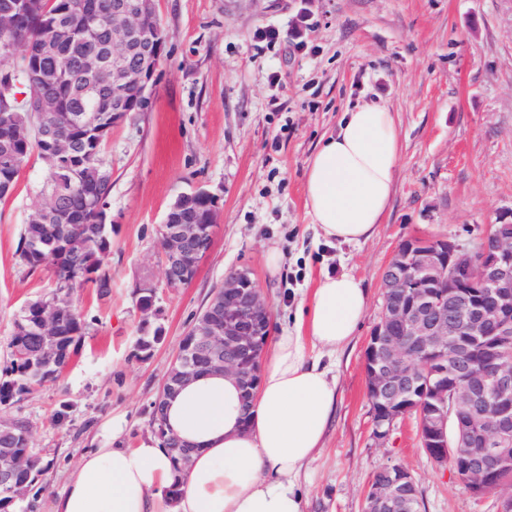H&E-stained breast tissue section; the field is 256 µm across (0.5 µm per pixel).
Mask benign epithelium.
<instances>
[{
	"label": "benign epithelium",
	"instance_id": "obj_1",
	"mask_svg": "<svg viewBox=\"0 0 512 512\" xmlns=\"http://www.w3.org/2000/svg\"><path fill=\"white\" fill-rule=\"evenodd\" d=\"M156 0H112L110 17H89V40L102 26L112 32L109 49L85 58V70L105 78L112 90L139 89L135 106L149 107L155 71L129 65L138 52L162 61L165 42L152 39L159 23ZM200 235L197 224H178L162 240L166 252L165 286L188 265H198L206 250L191 249ZM448 267V294L429 288L440 265ZM382 322L373 329L364 352L367 390L378 398L372 411L373 435L385 440L396 421L428 401L422 448L431 459L452 454L469 492L480 497L506 464L512 447V364L501 361L499 346L512 344V223L497 225L492 242L484 243L479 264L472 248L456 237H412L398 246L382 278ZM271 334L266 300L246 269H236L204 313L186 332L194 354L176 352L155 404L197 376L200 369L229 370L237 375L245 396L257 387L258 373L248 358L261 355ZM417 352L432 358L448 353V369L421 377L403 364ZM16 464L0 452V486L14 481ZM411 475L403 470L386 480H371L365 512H397L407 505Z\"/></svg>",
	"mask_w": 512,
	"mask_h": 512
}]
</instances>
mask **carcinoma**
Wrapping results in <instances>:
<instances>
[{"mask_svg": "<svg viewBox=\"0 0 512 512\" xmlns=\"http://www.w3.org/2000/svg\"><path fill=\"white\" fill-rule=\"evenodd\" d=\"M111 10L112 0H35L32 9L16 14L11 27L0 29V38L24 47L18 63L11 56L0 57V69L26 75L22 86L28 101L26 107H14L16 89L0 83V187H16L28 157L38 153L47 177L24 224L19 258L31 270L51 267L56 277L52 296L29 303L15 322L11 360L0 370L1 408L56 381L70 363L87 330L72 298L74 290L90 287L100 295L109 292L113 227L102 220L111 190V172L102 157L107 140L104 130H112L118 119L130 116L119 111L120 100L128 101L134 93L130 89L114 97L112 88L102 85L89 93L80 67L84 46L78 39L59 44L49 56L43 54V46L53 26L65 25L76 33L86 15L105 17ZM90 106L99 111L95 131H85L76 122L77 115ZM47 127L56 137L71 142L69 153L60 155L52 149L50 140L43 137ZM210 210L206 195L197 190L185 192L171 204L163 230L171 224H200L207 229ZM138 294L146 316L157 315L154 289L140 288ZM51 311L56 333L48 341L41 327ZM161 339V328H143L138 357L149 358ZM48 342L55 349L50 364L42 358ZM11 425V435L0 436V448L14 449L18 471L11 486L0 487V512H10L6 506L22 499L42 471L31 452L28 424L17 419Z\"/></svg>", "mask_w": 512, "mask_h": 512, "instance_id": "carcinoma-1", "label": "carcinoma"}]
</instances>
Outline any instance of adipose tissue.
<instances>
[{
	"instance_id": "ef3b65f1",
	"label": "adipose tissue",
	"mask_w": 512,
	"mask_h": 512,
	"mask_svg": "<svg viewBox=\"0 0 512 512\" xmlns=\"http://www.w3.org/2000/svg\"><path fill=\"white\" fill-rule=\"evenodd\" d=\"M398 165L395 119L365 104L345 112L305 174L307 206L327 241H368L389 207ZM368 293L348 273L327 274L266 348L250 409L235 376L206 373L168 398L167 430L191 448L185 471L151 440L135 448L83 453L50 512H305V465L323 448L338 399L321 357L346 348L366 313Z\"/></svg>"
}]
</instances>
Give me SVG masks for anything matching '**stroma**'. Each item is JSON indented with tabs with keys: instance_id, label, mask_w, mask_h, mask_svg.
Returning a JSON list of instances; mask_svg holds the SVG:
<instances>
[{
	"instance_id": "1",
	"label": "stroma",
	"mask_w": 512,
	"mask_h": 512,
	"mask_svg": "<svg viewBox=\"0 0 512 512\" xmlns=\"http://www.w3.org/2000/svg\"><path fill=\"white\" fill-rule=\"evenodd\" d=\"M165 34L147 111L115 125L103 157L114 225L107 295L78 290L89 322L61 378L6 410L28 422L44 470L14 512H48L74 461L113 442L152 439V403L185 332L230 271L246 268L273 329L327 273L368 291L357 338L336 365L339 404L322 453L306 468V512H364L377 469L412 476L421 512H497L501 490L471 495L421 446L416 420L373 435L364 349L383 311L382 273L412 236L481 237L512 222V0H156ZM393 112L399 162L389 209L361 244L328 243L311 222L305 171L347 109ZM45 180L38 155L0 200V368L14 323L54 286L51 268L19 259L23 226ZM218 199L210 251L188 285H164L157 229L181 193ZM156 290L163 341L135 356L144 314L137 290Z\"/></svg>"
}]
</instances>
